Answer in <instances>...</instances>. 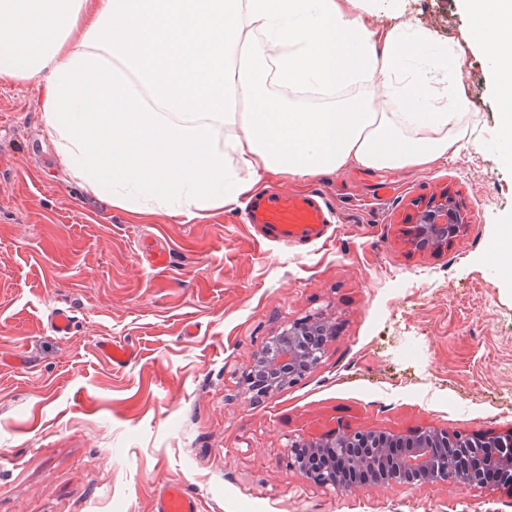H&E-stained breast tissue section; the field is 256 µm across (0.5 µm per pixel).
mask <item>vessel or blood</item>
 <instances>
[{"mask_svg": "<svg viewBox=\"0 0 512 512\" xmlns=\"http://www.w3.org/2000/svg\"><path fill=\"white\" fill-rule=\"evenodd\" d=\"M333 208L326 197L316 194L289 195L267 192L246 206L242 223L251 225L269 240L289 245L321 240L331 222ZM153 512H201L198 499L178 483L162 485Z\"/></svg>", "mask_w": 512, "mask_h": 512, "instance_id": "b4317fda", "label": "vessel or blood"}]
</instances>
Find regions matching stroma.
I'll return each mask as SVG.
<instances>
[{"mask_svg":"<svg viewBox=\"0 0 512 512\" xmlns=\"http://www.w3.org/2000/svg\"><path fill=\"white\" fill-rule=\"evenodd\" d=\"M400 20L462 47L472 140L427 171L268 177L328 197L324 244H264L220 209L184 224L112 208L61 164L38 83L0 81V512H152L169 481L205 512H512L511 485L336 488L289 464L293 442L362 429L512 434V158L494 81L456 0H404ZM446 190L466 230L413 249L408 216ZM145 245L170 250V272ZM58 308L72 335L51 331ZM317 313L335 326L319 364L252 400L255 352ZM103 340L135 359L113 368Z\"/></svg>","mask_w":512,"mask_h":512,"instance_id":"35a3bbf8","label":"stroma"}]
</instances>
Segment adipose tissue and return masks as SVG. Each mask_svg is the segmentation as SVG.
<instances>
[{
    "label": "adipose tissue",
    "instance_id": "obj_1",
    "mask_svg": "<svg viewBox=\"0 0 512 512\" xmlns=\"http://www.w3.org/2000/svg\"><path fill=\"white\" fill-rule=\"evenodd\" d=\"M497 80L512 154V0H458ZM400 0H0V79L112 207L186 222L264 175L429 170L469 134L453 44L377 29Z\"/></svg>",
    "mask_w": 512,
    "mask_h": 512
}]
</instances>
